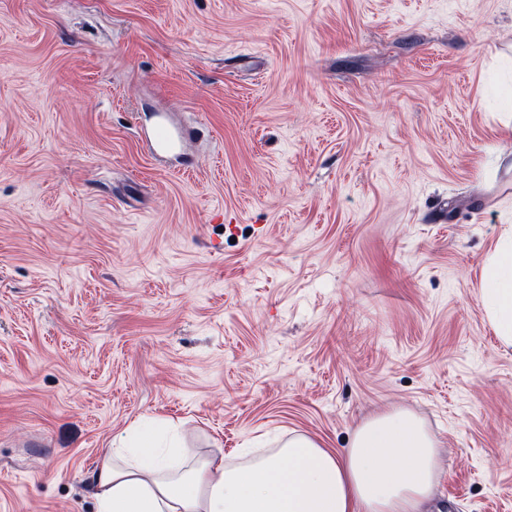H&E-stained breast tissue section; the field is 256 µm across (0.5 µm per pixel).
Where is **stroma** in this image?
Returning a JSON list of instances; mask_svg holds the SVG:
<instances>
[{
	"label": "stroma",
	"mask_w": 512,
	"mask_h": 512,
	"mask_svg": "<svg viewBox=\"0 0 512 512\" xmlns=\"http://www.w3.org/2000/svg\"><path fill=\"white\" fill-rule=\"evenodd\" d=\"M511 225L512 0H0V512H97L144 421L231 463L395 408L426 512H512ZM480 302L498 341L512 347V232L502 237L482 271Z\"/></svg>",
	"instance_id": "stroma-1"
}]
</instances>
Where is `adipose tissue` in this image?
<instances>
[{
    "mask_svg": "<svg viewBox=\"0 0 512 512\" xmlns=\"http://www.w3.org/2000/svg\"><path fill=\"white\" fill-rule=\"evenodd\" d=\"M480 302L511 348L512 234L483 268ZM112 445L89 476L98 512H423L440 469L438 439L406 409L367 419L340 450L293 433L238 464L194 453L174 432L160 446L154 431L133 427Z\"/></svg>",
    "mask_w": 512,
    "mask_h": 512,
    "instance_id": "1",
    "label": "adipose tissue"
}]
</instances>
